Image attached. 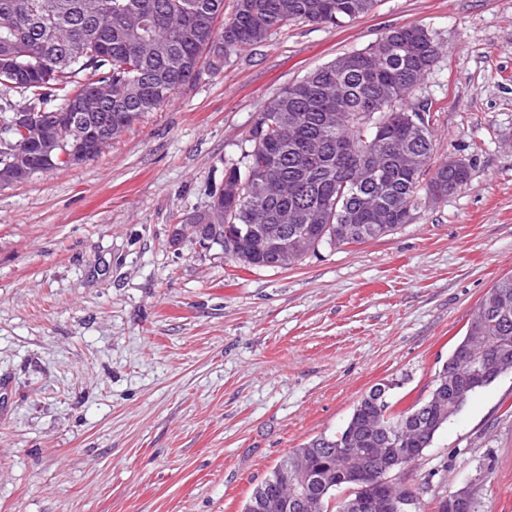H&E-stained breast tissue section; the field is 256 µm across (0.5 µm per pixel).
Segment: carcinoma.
Wrapping results in <instances>:
<instances>
[{"mask_svg":"<svg viewBox=\"0 0 512 512\" xmlns=\"http://www.w3.org/2000/svg\"><path fill=\"white\" fill-rule=\"evenodd\" d=\"M112 4L109 20L94 21L99 5ZM377 0H233L224 17V0H0V122L15 112L63 113L73 97L98 92L112 105V135L94 142L97 156L109 141L168 103L183 86L219 70L209 60L219 44L228 59L245 46H261L293 22L342 26L370 13ZM439 58V47L421 24L393 28L367 47L341 55L284 87L258 113L248 131L249 147L224 166V194L209 207V224H261L279 228L283 209L300 216L294 234L305 236L303 259L324 247L360 245L387 237L414 223L428 190L448 198V181L464 188L470 167L448 170L435 164L436 142L430 107L410 99ZM16 93L19 99L10 98ZM347 112L349 128L329 129L326 114ZM31 156L39 170L38 147L14 128L2 133ZM403 142L415 156L405 169L395 146ZM376 156L381 180L367 189L388 214L380 228L343 182L357 162ZM234 262L246 269L271 268L274 258L251 249L245 236L231 242ZM469 357L476 369L463 396L448 408L426 407L422 400L399 409L388 395L363 396L344 428L310 440L292 452L307 453L320 476L316 490L324 512L336 490L367 497L371 490L336 483L333 467L339 448H389L390 425L414 416L417 436L407 460L422 457L434 437L468 397L512 372V275L501 278L473 310L465 336L432 382L431 392H448V376L458 359ZM283 481L276 466L254 489L243 512H262L263 498Z\"/></svg>","mask_w":512,"mask_h":512,"instance_id":"1","label":"carcinoma"}]
</instances>
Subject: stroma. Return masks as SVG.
I'll return each mask as SVG.
<instances>
[{"instance_id":"stroma-1","label":"stroma","mask_w":512,"mask_h":512,"mask_svg":"<svg viewBox=\"0 0 512 512\" xmlns=\"http://www.w3.org/2000/svg\"><path fill=\"white\" fill-rule=\"evenodd\" d=\"M419 23L440 57L435 162L470 180L414 223L289 269L235 267L178 234L285 86ZM512 274V0H378L293 23L183 86L83 165L0 186V512H242L293 448L372 387L408 407ZM512 512V373L409 465L423 512L474 478Z\"/></svg>"}]
</instances>
